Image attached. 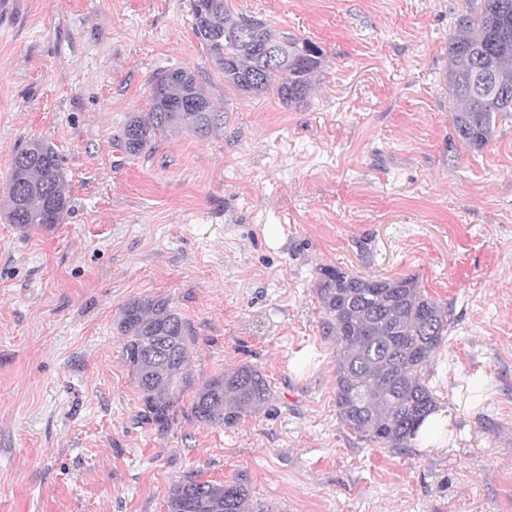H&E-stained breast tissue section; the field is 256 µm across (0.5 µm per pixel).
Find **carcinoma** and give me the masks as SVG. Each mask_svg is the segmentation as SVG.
<instances>
[{"instance_id": "obj_1", "label": "carcinoma", "mask_w": 512, "mask_h": 512, "mask_svg": "<svg viewBox=\"0 0 512 512\" xmlns=\"http://www.w3.org/2000/svg\"><path fill=\"white\" fill-rule=\"evenodd\" d=\"M193 31L224 84L243 95H271L301 108L325 65L316 43L259 20L230 17L226 0H190ZM288 42V57L263 61L259 47ZM448 87L458 103L455 128L470 147L491 139L496 117L512 112V0H480L448 42ZM224 127V106L184 68L153 77L151 106L124 127L122 148L138 156L184 130L205 138ZM70 189L53 144L33 139L11 160L0 209L26 232L60 224L70 211ZM324 339L336 346V408L342 425L384 448H409L439 402L423 370L455 324L454 308L429 297L414 276L387 279L322 267L314 284ZM123 357L142 391L140 422L168 433L187 384L191 328L167 298L133 299L119 312ZM271 397L260 369L242 364L207 380L195 393L190 418L209 426H235L263 410ZM166 512H250V492L239 481L174 482Z\"/></svg>"}]
</instances>
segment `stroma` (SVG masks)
Instances as JSON below:
<instances>
[{
  "label": "stroma",
  "instance_id": "obj_1",
  "mask_svg": "<svg viewBox=\"0 0 512 512\" xmlns=\"http://www.w3.org/2000/svg\"><path fill=\"white\" fill-rule=\"evenodd\" d=\"M227 4L323 49L304 107L226 88L189 0H0V198L32 138L71 195L48 230L0 215V512H165L188 473L243 480L253 512H512V116L467 147L448 89V41L479 0ZM175 66L223 103V130L126 154V122ZM323 266L412 275L454 307L425 369L449 422L410 448L340 423ZM156 296L193 331L164 436L137 421L116 330ZM243 363L271 386L263 411L186 418Z\"/></svg>",
  "mask_w": 512,
  "mask_h": 512
}]
</instances>
